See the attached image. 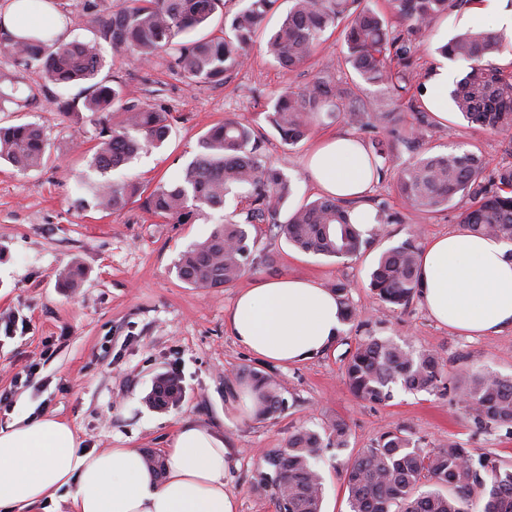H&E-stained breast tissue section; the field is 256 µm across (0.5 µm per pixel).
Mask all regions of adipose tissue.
Wrapping results in <instances>:
<instances>
[{
    "label": "adipose tissue",
    "mask_w": 512,
    "mask_h": 512,
    "mask_svg": "<svg viewBox=\"0 0 512 512\" xmlns=\"http://www.w3.org/2000/svg\"><path fill=\"white\" fill-rule=\"evenodd\" d=\"M0 27L14 36L61 35L49 0H11ZM308 171L326 195L354 201L351 222L372 228L362 200L373 180L364 147L348 136L324 141ZM420 300L439 324L471 335L512 328V247L460 230L433 239L421 255ZM235 341L280 364L330 349L343 328L335 295L316 281L281 276L240 291L224 315ZM233 451L210 429L179 425L156 477L136 448H79L70 426L43 414L0 427V512L55 500L66 493L74 512H237L231 486Z\"/></svg>",
    "instance_id": "1"
}]
</instances>
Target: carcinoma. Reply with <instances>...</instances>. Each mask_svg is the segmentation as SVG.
<instances>
[{
	"label": "carcinoma",
	"instance_id": "carcinoma-1",
	"mask_svg": "<svg viewBox=\"0 0 512 512\" xmlns=\"http://www.w3.org/2000/svg\"><path fill=\"white\" fill-rule=\"evenodd\" d=\"M242 7L224 25L219 37H196L224 0H89V22L95 39L61 43L50 38L8 36L5 50L25 68L39 69L56 85L85 81L82 101L62 100L63 114H90L99 126L90 167L105 175L142 150L160 147L168 138L169 113L162 108L123 96L120 84L97 79L103 67L102 43L116 53L141 61L163 59L189 85L217 83L241 67L275 0H242ZM292 6L267 41V53L292 71L307 64L327 32L338 33L347 54L345 63L365 83L383 86L397 97L411 94L420 84L416 55L428 41L435 22L448 10L479 0H389L382 12L365 0H291ZM502 38L491 31H457L437 52L463 61L467 71L450 89L453 111L491 132L512 128V70L493 62ZM346 89L323 69L301 91L280 92L267 111V121L286 145L307 138L312 125L336 118ZM353 127L380 126L405 143L420 144L431 125L427 113H412V122L399 129L400 116L381 103L371 109L343 113ZM50 143L34 122L0 127V160L26 171L42 164ZM387 141L373 144L371 162L383 177L390 160ZM245 190L246 206L216 225L209 236L189 245L177 262L179 279L196 288H220L246 271L265 263L256 256L246 226L271 224L286 241L308 252L335 258H353L385 235L384 225L401 218L387 214L368 233L351 224L352 202L320 197L296 208L280 220L292 193V181L283 170L262 159L254 129L237 119L212 125L199 142V152L173 186L159 185L146 197L154 215L185 224L207 209L224 208L227 195ZM404 203L434 212L461 196L468 206L460 224L473 234L512 243V164L486 174L484 158L472 151L417 154L398 178ZM95 206L103 211L124 209L142 195L139 183L94 181L87 187ZM420 248L413 238L384 251L370 273L369 288L387 304L406 307L420 295ZM336 296L343 320H357L359 310L349 297V284L338 281ZM345 376L352 394L374 404L393 398L392 385L414 391H453L467 415L481 430L512 426V377L478 372L458 383L446 361L430 350H413L389 339L368 336L349 353ZM248 384L260 417L281 410L280 384L258 370L241 371L228 381V390ZM149 402L160 408L179 402L177 377L163 375L155 382ZM349 429L339 419L328 421L323 432L295 426L284 446L271 449L254 471L256 490L266 493L274 512H321L324 478L317 468L326 448L348 449ZM343 477L349 512H512V466L489 456H474L469 448L450 441L446 448H428L398 427L382 434L368 448L336 460ZM448 488V493L441 488Z\"/></svg>",
	"mask_w": 512,
	"mask_h": 512
}]
</instances>
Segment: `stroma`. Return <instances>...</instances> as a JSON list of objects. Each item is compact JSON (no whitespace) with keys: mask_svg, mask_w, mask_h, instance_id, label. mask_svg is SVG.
<instances>
[{"mask_svg":"<svg viewBox=\"0 0 512 512\" xmlns=\"http://www.w3.org/2000/svg\"><path fill=\"white\" fill-rule=\"evenodd\" d=\"M290 6L278 0L258 33L246 63L220 84L187 85L162 61L142 63L103 46L100 75L118 78L127 98L164 107L171 134L158 149L140 153L131 163L109 172L111 180L133 178L145 191L174 184L198 151L208 128L227 118L249 122L262 142L266 161L292 180L294 192L283 206L291 213L321 192L306 169L313 147L336 135H350L363 145L387 138L380 127L355 128L343 120L314 124L307 139L289 146L265 120L274 93L311 83L320 69L334 63L333 78L345 82L346 52L337 35L325 36L314 58L289 71L266 49L267 40ZM512 0H478L451 13L418 54V69L440 65V39L457 29L496 30L498 9ZM79 84H46L38 70L23 69L0 52V96L6 100L0 125L37 122L51 149L38 168L25 172L0 162V427L27 414L47 413L73 429L80 447L103 451L137 448L162 454L177 427L190 421L226 438L233 450V485L238 512H274L268 496L253 487V472L269 449L282 447L292 426L321 429L340 418L350 430L349 453L369 447L382 433L409 429L431 448L456 441L512 464V431L482 432L465 416L454 394L411 391L394 385L385 404L357 400L344 374L349 351L368 336L392 339L439 353L454 379L479 371L512 376V328L488 336H471L434 321L420 300L407 307L386 305L373 296L368 275L381 252L418 237L420 246L459 230L464 203L427 213L403 204L398 176L415 156L414 148L394 142L393 159L382 179L372 184L365 202L374 211L400 213L361 256L332 258L290 246L269 225L250 228L255 252L267 255L272 268L247 271L221 288H196L179 280L174 264L193 242L205 239L237 205L227 198L223 209L189 224H169L137 200L124 209L100 211L80 206L81 184L94 177L89 166L98 129L88 119L63 116L56 99L79 97ZM425 147L436 152L455 148L482 155L489 166L512 164V137L493 134L450 114L447 124L430 128ZM79 262L85 275L69 288L61 273ZM290 276L321 285L346 281L361 319L344 324L336 344L325 353L287 366L262 360L238 345L224 312L236 294L258 279ZM253 368L273 375L287 402L267 418L241 416L228 404L225 380ZM179 376L178 406L146 403L156 378Z\"/></svg>","mask_w":512,"mask_h":512,"instance_id":"1","label":"stroma"}]
</instances>
